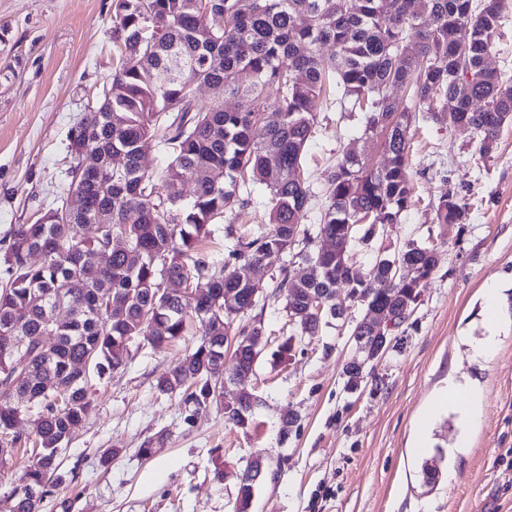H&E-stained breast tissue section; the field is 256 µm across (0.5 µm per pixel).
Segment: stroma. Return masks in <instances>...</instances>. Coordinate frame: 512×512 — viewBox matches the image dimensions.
I'll use <instances>...</instances> for the list:
<instances>
[{
    "label": "stroma",
    "mask_w": 512,
    "mask_h": 512,
    "mask_svg": "<svg viewBox=\"0 0 512 512\" xmlns=\"http://www.w3.org/2000/svg\"><path fill=\"white\" fill-rule=\"evenodd\" d=\"M114 19L113 0H0V252L17 225L58 204L70 181V130L112 81ZM359 119L337 91L327 93L306 156L311 185L321 186L328 164L349 149L384 163ZM410 136L415 203L371 249L354 251V269L365 273L378 252L411 240L435 245L439 264L357 388L348 387L345 367L356 356L351 333L365 309L348 301L344 287L336 299L348 321L322 325L284 361L263 355L248 381L262 403L245 429L225 425L216 404L185 423L180 398L156 389L200 342L199 329L171 346L136 350L98 389L63 451L65 465L80 473L71 512H234L236 476L258 454L270 470L250 512H512V469L498 462L512 448V121L485 156L475 134L435 124L420 110ZM444 191L466 206L464 222L450 228L434 221ZM265 201L258 190L250 205L226 209L208 249L226 258L225 226H256ZM491 285L502 290V328L493 354L474 363L461 339L483 335V290ZM452 370L477 381L480 415L451 474L428 485L411 449ZM290 410L299 421L285 436L280 417ZM158 436L161 449L142 458L139 448ZM109 448L117 454L104 468Z\"/></svg>",
    "instance_id": "stroma-1"
}]
</instances>
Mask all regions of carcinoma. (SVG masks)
Listing matches in <instances>:
<instances>
[{"mask_svg":"<svg viewBox=\"0 0 512 512\" xmlns=\"http://www.w3.org/2000/svg\"><path fill=\"white\" fill-rule=\"evenodd\" d=\"M496 0H116L113 39L119 60L110 85L93 110L71 130L74 161L61 201L84 196L83 208L51 209L33 224L18 225L0 256V435L39 408L42 426L31 463L19 484L0 501V512H42L46 498L74 487L75 471L62 468L60 451L92 405L101 382L124 369L140 340L161 347L178 340L190 322L181 289L200 291L193 308L202 335L216 346H197L182 357L157 388L180 396L191 423L203 404L224 396V348L234 365L252 363L240 342L239 323L252 300L273 287L289 296L300 336H316L323 316L341 319L336 287L367 308L388 310L401 325L417 307L421 288L438 265L434 247L414 241L381 261L364 278L352 273L350 253L368 244L378 224H397L412 204L409 175L410 104L441 124L478 130L479 150L497 140L512 120V80L486 68L502 24ZM470 31L467 46L448 38ZM330 44L328 57L319 47ZM216 89L212 105L197 108L198 83ZM341 92L348 111L363 113V135H384L387 162L374 168L347 151L328 168L322 184L325 206L317 228L303 224L313 188L303 177L306 151L324 87ZM403 86L407 101L389 93ZM277 87V119L265 120L266 90ZM248 98L252 108L226 107ZM452 113L444 111L446 100ZM262 129L261 137L255 136ZM167 158L161 179L147 174L140 159L150 145ZM121 153L122 168L104 165L80 171L79 150ZM269 190V224L234 236L228 257L251 263L242 281L235 267L204 251L211 226L240 196V181ZM192 185V195L184 186ZM466 207L441 194L436 223L461 224ZM366 221L363 236L346 225ZM337 239L339 250L311 249L314 237ZM112 250L99 267L84 256ZM277 251L298 260L275 284L257 256ZM407 266L410 279L389 276ZM325 296L322 310L309 295ZM232 294L243 313L224 309ZM67 310L61 318L58 311ZM252 408H224L225 422L245 429Z\"/></svg>","mask_w":512,"mask_h":512,"instance_id":"carcinoma-1","label":"carcinoma"}]
</instances>
